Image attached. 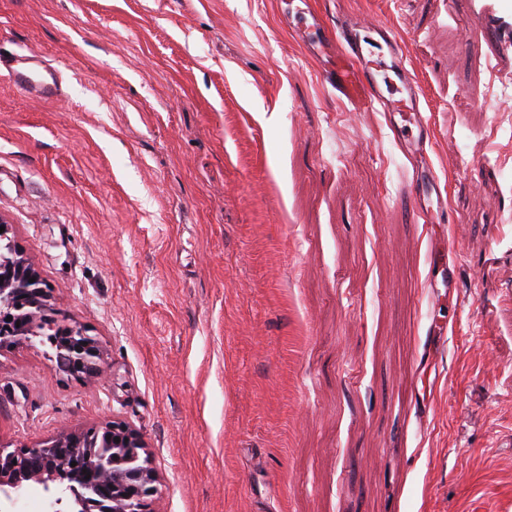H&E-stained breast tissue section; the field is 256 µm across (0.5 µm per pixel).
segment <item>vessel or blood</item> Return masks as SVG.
Instances as JSON below:
<instances>
[{
    "label": "vessel or blood",
    "mask_w": 512,
    "mask_h": 512,
    "mask_svg": "<svg viewBox=\"0 0 512 512\" xmlns=\"http://www.w3.org/2000/svg\"><path fill=\"white\" fill-rule=\"evenodd\" d=\"M288 21L310 53L325 59L321 81L350 111L387 113L395 141L413 164L407 193L423 222H449L439 179L425 152L430 128L422 114L420 90L398 40L385 27L359 17L325 24L304 0L289 4ZM0 74L25 93L59 92L58 78L34 57L0 53Z\"/></svg>",
    "instance_id": "b4317fda"
}]
</instances>
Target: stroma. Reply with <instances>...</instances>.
I'll list each match as a JSON object with an SVG mask.
<instances>
[{"label": "stroma", "mask_w": 512, "mask_h": 512, "mask_svg": "<svg viewBox=\"0 0 512 512\" xmlns=\"http://www.w3.org/2000/svg\"><path fill=\"white\" fill-rule=\"evenodd\" d=\"M390 29L421 91L457 284L413 170L348 112L286 0H0V223L106 378L0 350V448L117 422L151 512H512V0H314ZM5 73L16 88L24 93L57 96L59 92L58 76L47 69L35 57L16 58L0 53V75Z\"/></svg>", "instance_id": "35a3bbf8"}]
</instances>
